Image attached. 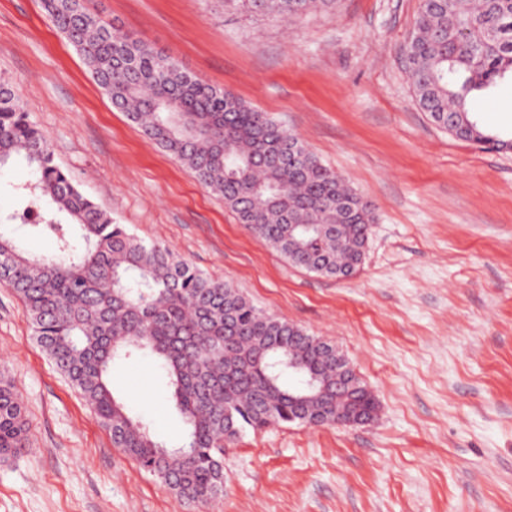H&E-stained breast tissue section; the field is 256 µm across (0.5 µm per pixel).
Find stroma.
<instances>
[{
    "label": "stroma",
    "instance_id": "stroma-1",
    "mask_svg": "<svg viewBox=\"0 0 512 512\" xmlns=\"http://www.w3.org/2000/svg\"><path fill=\"white\" fill-rule=\"evenodd\" d=\"M114 30L172 56L296 134L374 207L361 270L292 265L115 109L40 0H0V77L79 190L145 242L333 344L379 402L366 426L249 431L224 447V492L178 499L113 447L0 285V372L25 450L0 460V512H512V151L458 140L417 104L404 46L420 0H337L295 23L224 0H90ZM512 134V85L476 100ZM23 159L0 213L23 210ZM115 394L166 444L184 428L152 357Z\"/></svg>",
    "mask_w": 512,
    "mask_h": 512
}]
</instances>
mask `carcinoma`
<instances>
[{
  "mask_svg": "<svg viewBox=\"0 0 512 512\" xmlns=\"http://www.w3.org/2000/svg\"><path fill=\"white\" fill-rule=\"evenodd\" d=\"M244 12L300 18L335 0H227ZM53 25L87 70L144 136L175 156L254 235L291 263L346 278L363 260L371 204L323 165L302 141L233 93L181 70L148 43L120 34L86 0H41ZM416 101L456 139L494 141L470 105L512 83V0H421L404 48ZM16 157L32 180L18 188L35 211V235L55 238L57 254H32L0 234V283L26 306L37 342L112 436L180 499L224 492V444L248 429L287 423L288 360L322 377L325 393L302 405L330 420L347 411L376 417L358 378L336 393V348L260 311L231 284L116 224L54 161L46 136L12 86L0 79V167ZM232 325L239 340L224 346ZM147 351L163 369L186 425L177 447L159 442L114 395L109 371ZM27 427L13 385L0 378V457L26 446Z\"/></svg>",
  "mask_w": 512,
  "mask_h": 512,
  "instance_id": "carcinoma-1",
  "label": "carcinoma"
}]
</instances>
